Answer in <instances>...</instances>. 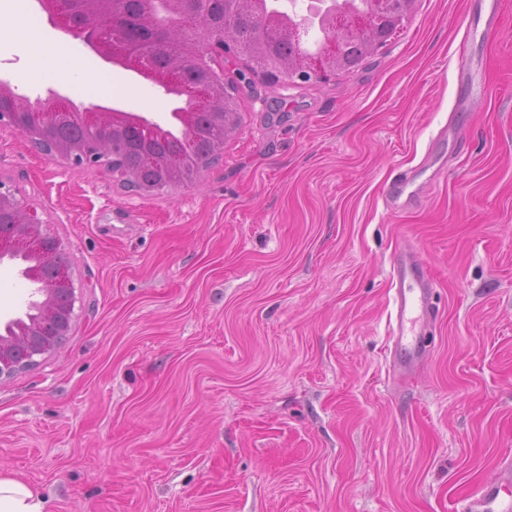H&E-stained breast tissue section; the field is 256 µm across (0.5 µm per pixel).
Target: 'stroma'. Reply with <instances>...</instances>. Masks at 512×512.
Instances as JSON below:
<instances>
[{
	"mask_svg": "<svg viewBox=\"0 0 512 512\" xmlns=\"http://www.w3.org/2000/svg\"><path fill=\"white\" fill-rule=\"evenodd\" d=\"M0 13L16 93L169 125L176 97L38 0ZM88 68L104 79L78 88ZM239 109L218 163L150 197L0 127V178L68 244L76 286L61 348L0 381V473L46 512H453L512 456V0L494 19L486 0H416L357 68L253 77ZM411 170L418 200L388 208ZM402 249L438 307L405 384L389 354ZM31 298L0 261V328Z\"/></svg>",
	"mask_w": 512,
	"mask_h": 512,
	"instance_id": "1",
	"label": "stroma"
}]
</instances>
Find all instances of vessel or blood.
I'll list each match as a JSON object with an SVG mask.
<instances>
[{"label":"vessel or blood","mask_w":512,"mask_h":512,"mask_svg":"<svg viewBox=\"0 0 512 512\" xmlns=\"http://www.w3.org/2000/svg\"><path fill=\"white\" fill-rule=\"evenodd\" d=\"M391 279L395 286L394 319L391 324L392 350L402 368H411L422 356L425 332L435 320L432 303L434 281L411 252H399L391 259ZM512 512V495L504 497L495 484H487L475 493L460 498L455 512Z\"/></svg>","instance_id":"1"}]
</instances>
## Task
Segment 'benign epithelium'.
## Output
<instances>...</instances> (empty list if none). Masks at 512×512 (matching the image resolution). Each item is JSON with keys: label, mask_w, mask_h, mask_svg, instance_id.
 <instances>
[{"label": "benign epithelium", "mask_w": 512, "mask_h": 512, "mask_svg": "<svg viewBox=\"0 0 512 512\" xmlns=\"http://www.w3.org/2000/svg\"><path fill=\"white\" fill-rule=\"evenodd\" d=\"M66 32L81 40L91 51L118 67L133 68L147 79H161L183 89L191 107L177 116L183 132L195 130V115L207 110L217 97L224 98V111L238 107L239 84L224 79V55L236 54L233 40L210 23L215 0H167L168 12L177 21L191 14L197 19L188 36L172 42L167 39L168 25H158L151 18L133 17L122 7L123 0H105L101 14L78 16L74 0H39ZM395 0H320L316 6L319 19L329 33L322 49L284 67L272 58L251 62L250 73L281 86L322 81L344 66L345 46L352 37L366 41L367 52L374 54L387 46L410 11H394ZM136 44L178 47L180 63L160 74L148 59L138 58L131 50ZM192 71L197 81L188 85L185 74ZM62 123H72L90 131L79 143L55 141L51 134ZM0 126L19 132L34 149L49 150L67 162L96 169L114 180L124 179L118 169L116 147L128 137H162L163 128L146 116L95 106L79 107L72 100L50 89L47 99L32 104L19 99L0 81ZM7 210L19 217L8 229L0 228V259L20 258L27 263L23 273L38 284L35 314L28 320L11 322L0 335V380L36 364V357L56 351L70 334L76 302L74 266L62 239L45 228L47 221L37 209L0 180V212Z\"/></svg>", "instance_id": "7a95c632"}]
</instances>
